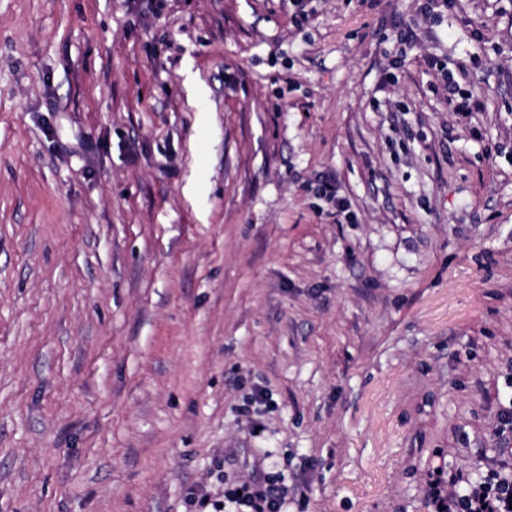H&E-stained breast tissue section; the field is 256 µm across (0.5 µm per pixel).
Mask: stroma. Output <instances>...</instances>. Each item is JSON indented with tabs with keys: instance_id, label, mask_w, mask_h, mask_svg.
<instances>
[{
	"instance_id": "obj_1",
	"label": "stroma",
	"mask_w": 512,
	"mask_h": 512,
	"mask_svg": "<svg viewBox=\"0 0 512 512\" xmlns=\"http://www.w3.org/2000/svg\"><path fill=\"white\" fill-rule=\"evenodd\" d=\"M511 379L512 0H0V512H429ZM224 501L229 505L226 512H285L288 490L274 481L241 482L229 480L225 483ZM241 491V495H238Z\"/></svg>"
}]
</instances>
